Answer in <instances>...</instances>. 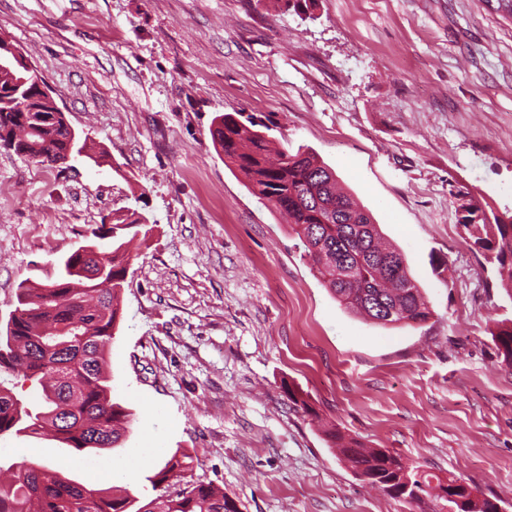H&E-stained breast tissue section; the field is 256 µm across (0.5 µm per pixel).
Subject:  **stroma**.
<instances>
[{"instance_id": "stroma-1", "label": "stroma", "mask_w": 512, "mask_h": 512, "mask_svg": "<svg viewBox=\"0 0 512 512\" xmlns=\"http://www.w3.org/2000/svg\"><path fill=\"white\" fill-rule=\"evenodd\" d=\"M0 33L102 153L47 166L0 148V323L92 227L130 209L153 224L128 246L108 345L134 421L101 457L135 464L134 483L42 437H2L0 458L146 502L182 448L241 512H417L356 479L326 441L336 426L512 512V366L491 336L512 294L452 196L512 208V18L496 0H0ZM224 113L335 171L405 253L427 322L382 328L333 297L287 217L215 151Z\"/></svg>"}]
</instances>
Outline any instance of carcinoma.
Wrapping results in <instances>:
<instances>
[{
    "instance_id": "cac0c4a2",
    "label": "carcinoma",
    "mask_w": 512,
    "mask_h": 512,
    "mask_svg": "<svg viewBox=\"0 0 512 512\" xmlns=\"http://www.w3.org/2000/svg\"><path fill=\"white\" fill-rule=\"evenodd\" d=\"M252 117L215 118L211 139L224 162L246 179L252 193L288 215L303 257L325 287L347 310L391 328L428 321L431 310L404 253L382 242L372 214L338 187L332 168L309 150L290 154L273 146ZM70 136L66 116L48 111L35 84L21 106L0 112V144L48 164L65 158ZM458 223L474 249L495 266L500 283L512 288V209L487 211L468 192L453 193ZM146 227L137 212L101 224L93 240L65 257L56 278L44 285H21L15 308L0 328V374L35 380L40 402L30 406L0 381V437L51 436L78 456L121 448L132 413L112 395L105 369L107 345L122 318L120 295L127 276L124 236ZM112 238L107 270L94 275L95 240ZM503 361L512 365V324L492 332ZM356 478L394 499L414 503L420 512H442L448 501L433 494L447 484L466 501L464 512H500V499L479 497L469 482L442 478L408 465L385 448H363L339 428L326 434ZM192 456L177 450L147 477L159 494L145 504L116 486L100 489L74 479L49 463L25 458L0 464V512H239L234 499L210 483L185 480ZM404 477L417 493L400 491Z\"/></svg>"
}]
</instances>
